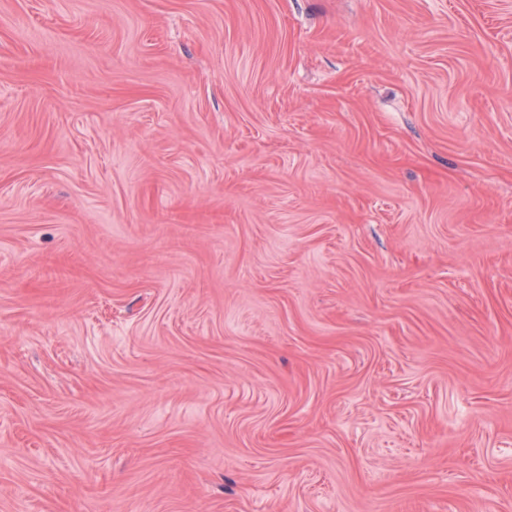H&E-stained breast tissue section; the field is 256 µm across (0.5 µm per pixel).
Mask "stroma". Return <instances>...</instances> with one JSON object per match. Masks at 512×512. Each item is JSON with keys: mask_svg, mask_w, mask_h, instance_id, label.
<instances>
[{"mask_svg": "<svg viewBox=\"0 0 512 512\" xmlns=\"http://www.w3.org/2000/svg\"><path fill=\"white\" fill-rule=\"evenodd\" d=\"M0 512H512V0H0Z\"/></svg>", "mask_w": 512, "mask_h": 512, "instance_id": "stroma-1", "label": "stroma"}]
</instances>
